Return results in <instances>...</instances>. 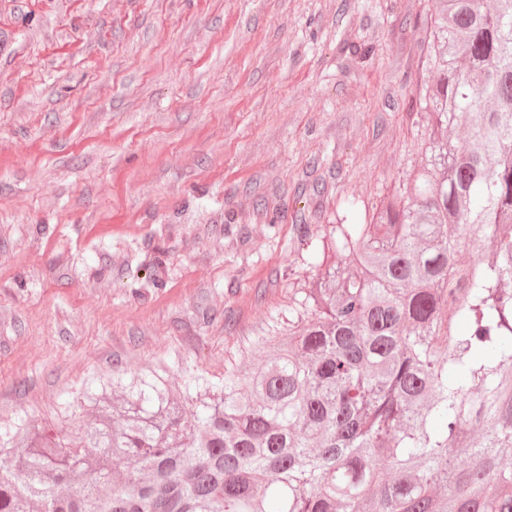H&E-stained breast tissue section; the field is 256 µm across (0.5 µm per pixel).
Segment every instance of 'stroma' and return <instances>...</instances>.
Listing matches in <instances>:
<instances>
[{"label": "stroma", "mask_w": 512, "mask_h": 512, "mask_svg": "<svg viewBox=\"0 0 512 512\" xmlns=\"http://www.w3.org/2000/svg\"><path fill=\"white\" fill-rule=\"evenodd\" d=\"M434 0H0V428L261 358L403 191Z\"/></svg>", "instance_id": "1"}]
</instances>
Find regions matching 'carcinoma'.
<instances>
[{
  "mask_svg": "<svg viewBox=\"0 0 512 512\" xmlns=\"http://www.w3.org/2000/svg\"><path fill=\"white\" fill-rule=\"evenodd\" d=\"M427 57L430 156L325 229L288 336L192 410L0 431V512H512V0H436Z\"/></svg>",
  "mask_w": 512,
  "mask_h": 512,
  "instance_id": "carcinoma-1",
  "label": "carcinoma"
}]
</instances>
